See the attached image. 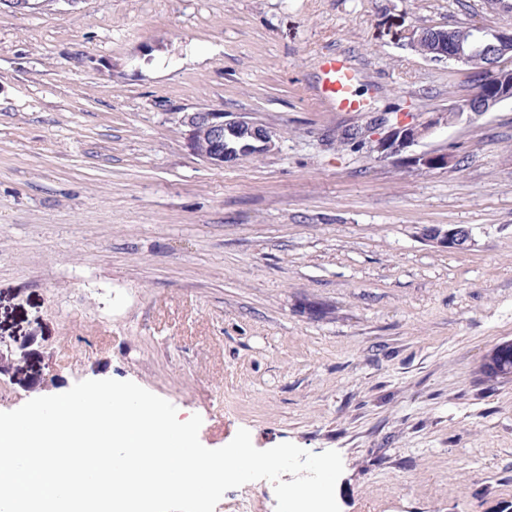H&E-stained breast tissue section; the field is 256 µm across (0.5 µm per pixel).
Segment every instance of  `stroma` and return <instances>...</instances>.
<instances>
[{
    "instance_id": "35a3bbf8",
    "label": "stroma",
    "mask_w": 512,
    "mask_h": 512,
    "mask_svg": "<svg viewBox=\"0 0 512 512\" xmlns=\"http://www.w3.org/2000/svg\"><path fill=\"white\" fill-rule=\"evenodd\" d=\"M483 0H0V411L87 379L200 415L199 440L338 451L340 512H512V102L424 142L425 172L339 130L475 91L406 48ZM362 71L364 112L314 93ZM246 112L275 148L222 167L183 113ZM470 228L448 251L428 225ZM275 512L271 482L215 512ZM322 75L315 95L322 101L350 112L362 110L363 103L353 91L360 77L359 69L353 67L342 54L327 57L322 65Z\"/></svg>"
}]
</instances>
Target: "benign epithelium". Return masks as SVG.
<instances>
[{
  "instance_id": "benign-epithelium-1",
  "label": "benign epithelium",
  "mask_w": 512,
  "mask_h": 512,
  "mask_svg": "<svg viewBox=\"0 0 512 512\" xmlns=\"http://www.w3.org/2000/svg\"><path fill=\"white\" fill-rule=\"evenodd\" d=\"M485 51L490 54L483 69L494 80L492 88L483 99L475 101L467 98L459 106L443 112H436L425 123L397 120L387 123L383 120L375 127L381 133L375 139L374 150L383 158H393L408 167H432L447 169L454 164L453 156L446 150H416L424 140L438 130L454 124L463 117L484 115L505 101L512 100V73L505 70L504 61L512 60V28L500 27L488 29L481 26L469 28L464 42L449 43L448 52L437 57V61H446L461 66H470L472 59ZM181 123L192 128L193 145L197 154L214 166L238 161L235 152L226 147L225 136L230 134L243 141L241 150L252 156L270 151L274 146L275 133L269 128L251 120L245 112H224L216 109H204L187 112L181 117ZM423 235L436 246L457 251L473 244L472 232L463 236L455 225H432L424 229ZM504 344L490 349L482 359L486 370L485 378L498 381L509 375V370L501 368L494 360L501 355Z\"/></svg>"
}]
</instances>
